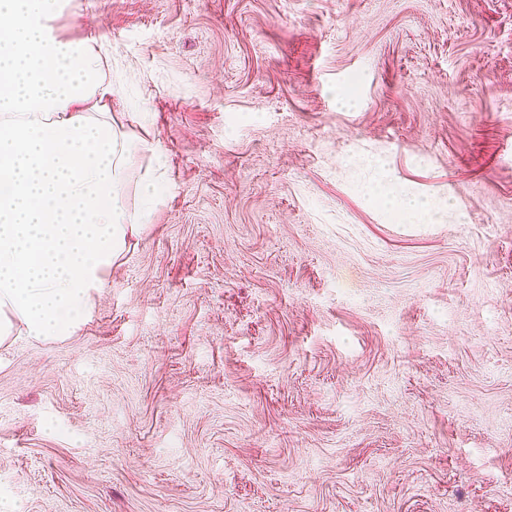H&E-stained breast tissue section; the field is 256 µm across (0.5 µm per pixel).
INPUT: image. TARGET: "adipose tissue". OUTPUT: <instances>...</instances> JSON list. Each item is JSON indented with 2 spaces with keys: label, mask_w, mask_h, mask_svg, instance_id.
<instances>
[{
  "label": "adipose tissue",
  "mask_w": 512,
  "mask_h": 512,
  "mask_svg": "<svg viewBox=\"0 0 512 512\" xmlns=\"http://www.w3.org/2000/svg\"><path fill=\"white\" fill-rule=\"evenodd\" d=\"M61 0H0V344L74 334L147 221L122 187L135 151L107 104L105 46L58 39Z\"/></svg>",
  "instance_id": "obj_1"
}]
</instances>
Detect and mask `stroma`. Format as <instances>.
<instances>
[{
	"mask_svg": "<svg viewBox=\"0 0 512 512\" xmlns=\"http://www.w3.org/2000/svg\"><path fill=\"white\" fill-rule=\"evenodd\" d=\"M165 184L0 345L21 512H512V0H64Z\"/></svg>",
	"mask_w": 512,
	"mask_h": 512,
	"instance_id": "stroma-1",
	"label": "stroma"
}]
</instances>
